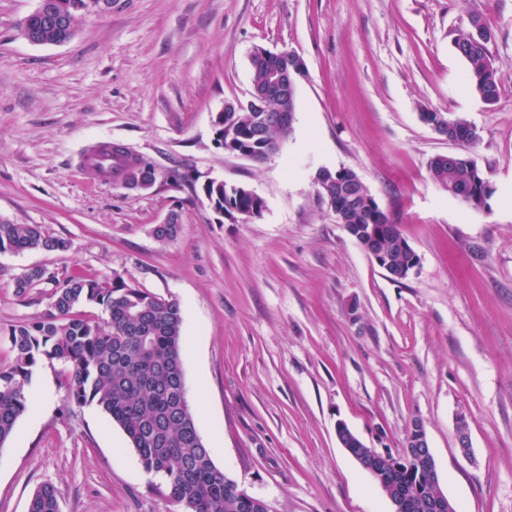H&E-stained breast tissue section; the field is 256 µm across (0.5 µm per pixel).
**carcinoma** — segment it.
Returning <instances> with one entry per match:
<instances>
[{"label":"carcinoma","mask_w":512,"mask_h":512,"mask_svg":"<svg viewBox=\"0 0 512 512\" xmlns=\"http://www.w3.org/2000/svg\"><path fill=\"white\" fill-rule=\"evenodd\" d=\"M455 49L468 64L467 82L484 101H495L501 77L487 46L468 33L455 40ZM254 112H222L219 144L228 142L251 156L266 160L265 147L279 137V129H257ZM118 167L131 171L140 158L123 146H112ZM430 179L455 186V198L465 207L481 209L488 197L485 173L465 165L447 167L428 163ZM216 213L233 208L247 213L252 199L242 187L214 183L203 190ZM380 235L375 251L389 257L398 271L415 257V251L391 219L371 197L348 209L353 230L372 221ZM68 242L42 224L0 221V253L32 250L63 251ZM54 285L52 311L37 320L11 325L4 335L12 361L0 365V446L14 433L20 417L29 409L27 386L37 368L58 365L73 402L94 404L125 433L144 470L163 479L165 497L180 512H265L263 500L247 493L239 483L215 465L195 423L188 400L179 388L185 383L183 365V317L180 304L127 283L118 277L100 282L66 276L62 279L43 268H31L15 279L17 294L27 295L44 284ZM386 494L402 495L405 512H448V498L432 471L415 462L395 466L394 458L379 456ZM28 512H59L54 485H40L28 502Z\"/></svg>","instance_id":"cac0c4a2"}]
</instances>
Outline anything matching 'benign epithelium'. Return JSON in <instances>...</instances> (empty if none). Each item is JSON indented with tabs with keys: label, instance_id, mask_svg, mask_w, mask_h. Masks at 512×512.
Instances as JSON below:
<instances>
[{
	"label": "benign epithelium",
	"instance_id": "7a95c632",
	"mask_svg": "<svg viewBox=\"0 0 512 512\" xmlns=\"http://www.w3.org/2000/svg\"><path fill=\"white\" fill-rule=\"evenodd\" d=\"M111 4L112 0H84L77 4L71 0H39L38 7L25 18L21 35L28 42L41 45L43 44L41 40L43 30L68 28L74 17L80 14L97 13ZM253 55L263 57L269 64L263 89L252 88L250 98L245 103L239 100L226 102L224 111L237 112L246 107L252 112L261 113L262 123L277 126L281 131V138L267 147L268 155L271 156L280 150L282 143L288 137V128L294 120V112L280 110L276 113H269L265 111L262 99L267 97L294 98L298 80L305 76L306 66L302 58L290 50L271 52L258 48L253 51ZM421 118L453 145L459 144V136L451 132L452 125L448 123L446 116L436 112H423ZM360 185H362V180L359 177L344 182L333 180L323 185L322 195L325 198V203L336 215L337 223L343 225L348 232L351 231V228L345 220L346 198L353 196L354 190ZM455 432L459 448L463 453H468L470 443L465 417L460 416L456 419ZM408 447L413 449V453L409 454L410 460L415 461L419 456L434 460L426 429L420 421L414 422L408 431ZM347 452L362 468L369 470L371 475H376L369 463L372 458L381 455L380 451L370 448L362 442L359 447L349 448Z\"/></svg>",
	"mask_w": 512,
	"mask_h": 512
}]
</instances>
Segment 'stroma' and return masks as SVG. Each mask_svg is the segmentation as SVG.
<instances>
[{"label": "stroma", "mask_w": 512, "mask_h": 512, "mask_svg": "<svg viewBox=\"0 0 512 512\" xmlns=\"http://www.w3.org/2000/svg\"><path fill=\"white\" fill-rule=\"evenodd\" d=\"M37 5L0 0V221L44 225L70 247L0 253V365L2 330L51 310L52 285L17 294L24 269L119 276L179 302L198 432L273 512H392L336 425L396 454L416 420L458 512H512V0H112L46 45L19 31ZM475 18L502 77L490 104L454 47ZM258 47L306 65L292 131L260 163L225 153L212 130L225 102L247 100ZM426 110L477 128L488 208L431 181L430 158L453 146ZM106 137L151 163L153 187L80 167ZM322 167L358 173L417 252L414 274L392 281L337 224L314 182ZM211 179L253 190L261 216L217 214L201 192ZM173 214L177 236L161 241ZM28 390L0 445V512H27L45 483L60 512H179L53 366Z\"/></svg>", "instance_id": "35a3bbf8"}]
</instances>
